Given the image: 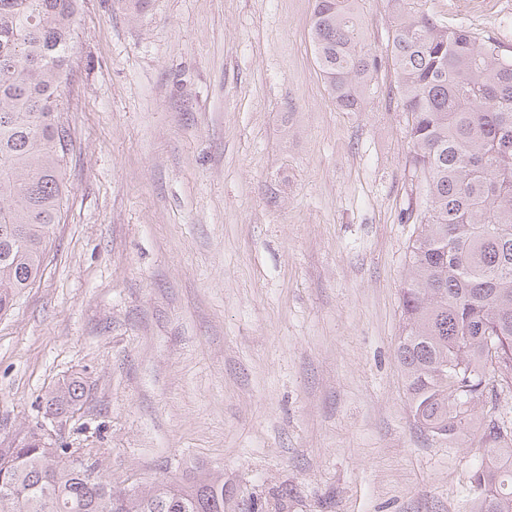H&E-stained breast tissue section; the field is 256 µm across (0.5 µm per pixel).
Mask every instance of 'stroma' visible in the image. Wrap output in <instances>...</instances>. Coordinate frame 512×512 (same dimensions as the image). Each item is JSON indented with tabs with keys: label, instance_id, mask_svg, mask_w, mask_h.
I'll list each match as a JSON object with an SVG mask.
<instances>
[{
	"label": "stroma",
	"instance_id": "35a3bbf8",
	"mask_svg": "<svg viewBox=\"0 0 512 512\" xmlns=\"http://www.w3.org/2000/svg\"><path fill=\"white\" fill-rule=\"evenodd\" d=\"M314 5L79 0L68 211L0 318V440L80 374L54 432L126 487L204 469L226 512H471L480 430L420 429L397 359L422 184L392 9L360 4L375 92L343 112ZM422 5L512 56V0ZM88 392L81 376H73L52 390L46 397L45 413L55 417H69L79 411Z\"/></svg>",
	"mask_w": 512,
	"mask_h": 512
}]
</instances>
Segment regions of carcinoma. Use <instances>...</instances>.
<instances>
[{
  "mask_svg": "<svg viewBox=\"0 0 512 512\" xmlns=\"http://www.w3.org/2000/svg\"><path fill=\"white\" fill-rule=\"evenodd\" d=\"M390 4L410 164L425 191L397 355L416 423L453 441L489 395L512 392V58L462 23L437 22L420 0ZM77 8L0 0V315L41 277L69 201L62 83ZM311 41L336 106L360 111L376 61L359 0H315ZM87 392L73 376L49 393L45 413L67 418ZM481 446L473 512H512V421L490 420ZM0 512H224V474L117 488L91 453L26 427L0 442Z\"/></svg>",
  "mask_w": 512,
  "mask_h": 512,
  "instance_id": "obj_1",
  "label": "carcinoma"
}]
</instances>
